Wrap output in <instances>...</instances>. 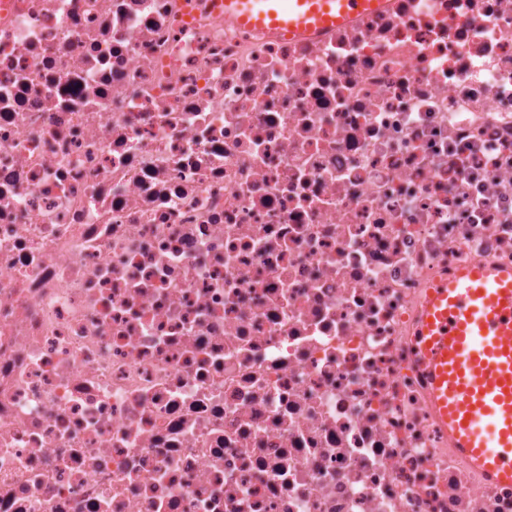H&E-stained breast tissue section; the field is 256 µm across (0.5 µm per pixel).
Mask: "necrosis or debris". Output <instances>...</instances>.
<instances>
[{"instance_id":"obj_1","label":"necrosis or debris","mask_w":512,"mask_h":512,"mask_svg":"<svg viewBox=\"0 0 512 512\" xmlns=\"http://www.w3.org/2000/svg\"><path fill=\"white\" fill-rule=\"evenodd\" d=\"M210 2L0 0V512H512L412 342L512 265V0ZM388 0H223L224 18L288 38H302L347 24Z\"/></svg>"}]
</instances>
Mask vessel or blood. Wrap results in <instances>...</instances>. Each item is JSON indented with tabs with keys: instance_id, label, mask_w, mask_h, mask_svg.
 Segmentation results:
<instances>
[{
	"instance_id": "b4317fda",
	"label": "vessel or blood",
	"mask_w": 512,
	"mask_h": 512,
	"mask_svg": "<svg viewBox=\"0 0 512 512\" xmlns=\"http://www.w3.org/2000/svg\"><path fill=\"white\" fill-rule=\"evenodd\" d=\"M240 25L302 38L387 0H223ZM417 355L456 452L488 478L512 481V267L475 265L432 289Z\"/></svg>"
}]
</instances>
